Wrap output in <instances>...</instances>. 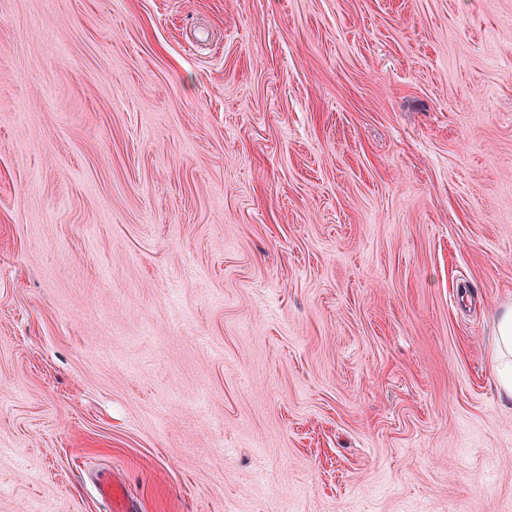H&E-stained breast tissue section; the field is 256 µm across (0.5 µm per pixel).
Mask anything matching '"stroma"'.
Returning <instances> with one entry per match:
<instances>
[{"label":"stroma","mask_w":512,"mask_h":512,"mask_svg":"<svg viewBox=\"0 0 512 512\" xmlns=\"http://www.w3.org/2000/svg\"><path fill=\"white\" fill-rule=\"evenodd\" d=\"M512 0H0V512H512ZM494 362L502 392L512 400V305L497 318Z\"/></svg>","instance_id":"35a3bbf8"}]
</instances>
